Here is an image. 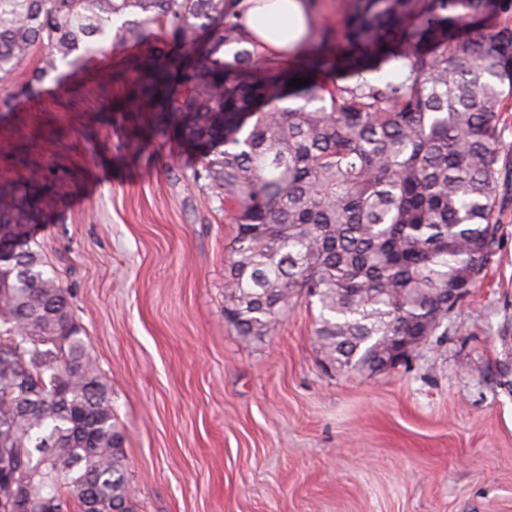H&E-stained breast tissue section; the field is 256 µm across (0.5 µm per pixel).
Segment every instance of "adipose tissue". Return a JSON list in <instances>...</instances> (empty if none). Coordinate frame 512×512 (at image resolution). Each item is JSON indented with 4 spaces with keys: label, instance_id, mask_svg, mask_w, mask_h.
I'll list each match as a JSON object with an SVG mask.
<instances>
[{
    "label": "adipose tissue",
    "instance_id": "adipose-tissue-1",
    "mask_svg": "<svg viewBox=\"0 0 512 512\" xmlns=\"http://www.w3.org/2000/svg\"><path fill=\"white\" fill-rule=\"evenodd\" d=\"M235 9L245 36L275 61L287 59L313 24L309 0H236Z\"/></svg>",
    "mask_w": 512,
    "mask_h": 512
}]
</instances>
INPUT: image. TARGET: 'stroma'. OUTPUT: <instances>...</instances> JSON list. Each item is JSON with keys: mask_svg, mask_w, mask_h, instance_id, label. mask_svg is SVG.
Listing matches in <instances>:
<instances>
[{"mask_svg": "<svg viewBox=\"0 0 512 512\" xmlns=\"http://www.w3.org/2000/svg\"><path fill=\"white\" fill-rule=\"evenodd\" d=\"M127 42L0 97V177L64 174L34 237L71 293L112 388L138 512H512V103L500 243L476 288L408 365L325 369L317 305L298 300L259 339L224 318L236 227L223 195L186 180L195 156L162 137L115 78L162 44Z\"/></svg>", "mask_w": 512, "mask_h": 512, "instance_id": "obj_1", "label": "stroma"}]
</instances>
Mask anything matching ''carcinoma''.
<instances>
[{
  "instance_id": "obj_1",
  "label": "carcinoma",
  "mask_w": 512,
  "mask_h": 512,
  "mask_svg": "<svg viewBox=\"0 0 512 512\" xmlns=\"http://www.w3.org/2000/svg\"><path fill=\"white\" fill-rule=\"evenodd\" d=\"M161 24L168 49L138 65L150 132L193 150L189 179L224 192L237 225L224 315L260 338L300 297L343 374L380 371L406 336L448 320V289L476 287L498 247V112L512 98V0H353L339 44L309 35L306 88L265 63L231 0H0V72L39 47L38 75ZM464 25L482 29L467 40ZM399 70L371 82L367 71ZM303 94L329 105L282 102ZM59 190L0 179V225L31 227ZM110 387L70 292L26 234L0 251V470L36 512H135Z\"/></svg>"
}]
</instances>
